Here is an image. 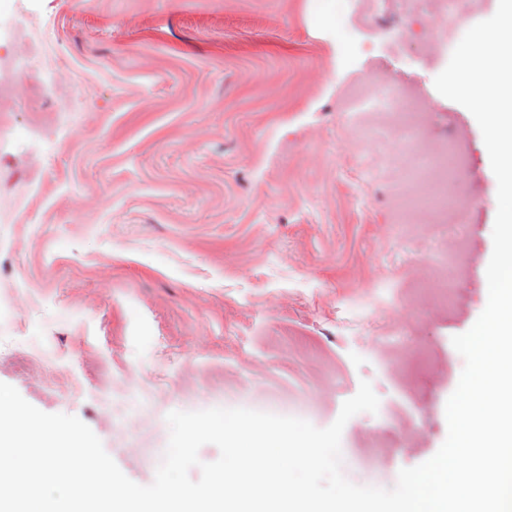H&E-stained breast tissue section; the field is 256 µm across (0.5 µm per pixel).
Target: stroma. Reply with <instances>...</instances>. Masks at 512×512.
Returning <instances> with one entry per match:
<instances>
[{
    "instance_id": "1",
    "label": "stroma",
    "mask_w": 512,
    "mask_h": 512,
    "mask_svg": "<svg viewBox=\"0 0 512 512\" xmlns=\"http://www.w3.org/2000/svg\"><path fill=\"white\" fill-rule=\"evenodd\" d=\"M339 0H0L17 63L0 113V382L78 417L132 481L163 460L172 411L247 408L330 426L361 381L379 399L341 438L354 484L393 488L447 437L453 336L488 300L497 180L472 114L440 95L427 28L401 0L366 26ZM55 82H46L47 70ZM393 73L431 104L425 147L466 127L447 184L472 207L411 224L346 103ZM44 82L39 111L30 88ZM458 239L451 307L426 298ZM411 311L399 331L384 306ZM426 354L408 371L389 348ZM421 432L411 448L407 439Z\"/></svg>"
}]
</instances>
